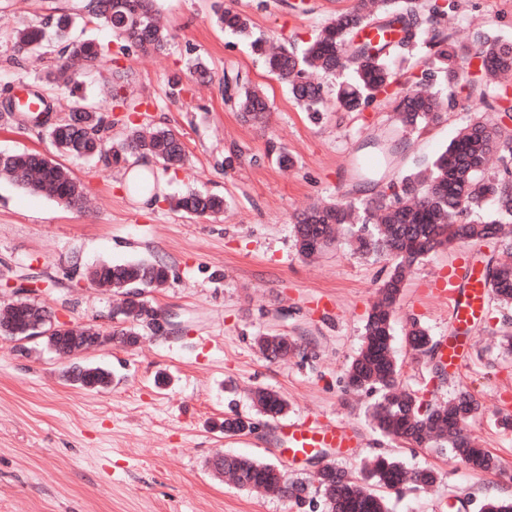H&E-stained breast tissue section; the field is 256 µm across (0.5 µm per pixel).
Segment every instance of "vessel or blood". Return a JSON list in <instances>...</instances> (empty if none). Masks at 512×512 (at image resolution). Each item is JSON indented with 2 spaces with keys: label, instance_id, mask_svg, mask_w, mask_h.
I'll use <instances>...</instances> for the list:
<instances>
[{
  "label": "vessel or blood",
  "instance_id": "1",
  "mask_svg": "<svg viewBox=\"0 0 512 512\" xmlns=\"http://www.w3.org/2000/svg\"><path fill=\"white\" fill-rule=\"evenodd\" d=\"M434 290L450 301L452 318L460 330L458 336L439 342L440 358L448 366L462 367L490 289L480 271L464 263L450 268L447 276L435 284ZM277 439L293 457L302 459L316 457L325 448H350L355 444L354 434L344 424L323 425L302 417L280 424Z\"/></svg>",
  "mask_w": 512,
  "mask_h": 512
}]
</instances>
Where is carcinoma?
Instances as JSON below:
<instances>
[{
  "mask_svg": "<svg viewBox=\"0 0 512 512\" xmlns=\"http://www.w3.org/2000/svg\"><path fill=\"white\" fill-rule=\"evenodd\" d=\"M447 10L437 0H355L352 8L325 22L317 36L297 51L280 47L269 53L266 40L251 41L253 51L264 56L269 72L288 87L292 98L308 112L325 108L324 88L311 80L316 72L336 80L334 104L346 112H363L385 104L399 116L401 125L419 134L439 124L446 112L457 107V92L466 63L476 58L482 75L469 86L468 96L481 101L493 112L505 89L495 79L512 74V44L478 32L473 42L464 43L443 23ZM156 0H84L78 11L58 10L42 27L13 30L14 46L23 55L45 44L57 48L59 65L38 80L42 89L59 84L67 69L78 64L86 71L103 65L97 45L81 37L90 23L105 25L124 43L143 54H161L169 35L156 21ZM217 23L227 32L248 36L251 18L232 7L217 13ZM375 27L395 29L402 36L395 42L381 40L374 45L354 39L359 31ZM421 56L423 69L411 87L381 99L380 91L398 84L397 71ZM224 102L233 106L246 121H259L270 108L264 93L240 83L224 81ZM48 137L61 154L96 158L106 167H119L137 155L151 157L164 167L181 165L185 146L172 130L162 127H132L121 143H112V122L105 110L72 100L64 117L51 116L45 126ZM498 154L499 170L486 173L487 157ZM0 175L25 189L68 207L84 205L82 186L55 160L37 152H14L0 158ZM174 210L190 216H207L224 211V198L191 191L170 198ZM512 223V136L488 120L465 123L448 146L429 164L399 173L373 197L313 206L296 217V239L306 242L303 256H311L331 244L336 232L346 228L356 249L364 255H387L394 266L379 289V298L368 314L362 346L348 363L346 378L355 390L376 392L371 419L374 427L392 440L423 446L430 442L448 449L466 467L483 471L497 468L494 459L464 435V429L478 402L469 392L459 391L444 404L429 402L419 412L420 399L402 387L393 355L392 316L401 295L406 273L424 255L460 242H480L494 237L499 226ZM100 288L115 287L121 293L146 291L168 283V266L160 261L139 260L101 263L90 272ZM492 292L502 301L512 300V267L492 266L485 270ZM159 309L147 298L119 300L112 308L110 340L134 346L141 332L153 329ZM54 314L48 306L31 300H17L0 310V333L24 330L42 322V330L53 329L38 343L67 357L73 348L89 346L100 338L94 327L70 326L64 322L51 327ZM259 336L256 343L269 358L285 357L300 349L290 338ZM408 343L417 351L433 348L427 329L411 325ZM65 375L80 386L102 390L112 384V374L100 367L66 370ZM256 402L268 418L285 413L286 403L274 391L263 389ZM214 469H228L238 475L242 489H277L298 505L307 501L308 485L302 478L288 480L283 469L245 455H227L212 462ZM321 492L323 512H387L382 495L409 482L416 487L431 486L437 473L431 468L404 469L395 457H378L366 463L358 476L350 477L337 467L315 477ZM481 512H512V499L485 498Z\"/></svg>",
  "mask_w": 512,
  "mask_h": 512,
  "instance_id": "obj_1",
  "label": "carcinoma"
}]
</instances>
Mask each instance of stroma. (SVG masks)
Segmentation results:
<instances>
[{"instance_id":"obj_1","label":"stroma","mask_w":512,"mask_h":512,"mask_svg":"<svg viewBox=\"0 0 512 512\" xmlns=\"http://www.w3.org/2000/svg\"><path fill=\"white\" fill-rule=\"evenodd\" d=\"M74 0H0V22L41 25L55 8ZM353 0H157L170 33L165 53L120 54L111 30L89 26L86 35L104 44L100 70L77 72L71 85L53 87L57 113L73 95L109 102L113 141L130 123L173 129L185 145L183 167H155L157 200L127 191L125 169H107L72 156L60 162L85 187L91 204L78 211L0 179V307L18 299L19 287L51 307L63 322L112 333L113 291L98 288L87 271L103 262L160 260L168 264L165 287L147 296L168 320L165 332H145L132 347L108 342L67 360L41 345L21 351L0 336V512H309L293 501L225 483L211 466L219 454L246 455L272 463L289 477L313 475L316 464L289 458L276 440L277 420L263 417L254 390L276 391L287 416L322 424L343 422L357 432L355 448L329 454L341 469L356 472L364 458L397 456L407 469L430 467L438 482L427 489L406 484L387 495L389 512H455L468 503L479 512L488 496L512 498V304L490 299L474 330L464 366L435 378V359L413 350L405 332L419 321L433 340L455 335L445 301L431 285L460 259L511 261L504 242L455 243L422 258L408 275L393 316V350L399 380L409 390H428L447 400L467 388L479 409L466 433L498 462L499 473L473 472L448 450L383 438L367 419L372 395L350 388L344 376L358 352L368 312L391 262L357 252L338 236L322 253L303 257L295 217L319 203L375 194L358 183L354 160L375 156L371 143L396 146L388 176L422 166L444 150L458 127L484 113L475 99L461 100L426 133L403 131L391 108L362 112L328 108L308 112L266 70L249 40L214 23L218 7L248 13L255 35L303 47L318 28L350 8ZM448 22L459 39L486 31L512 42V0H445ZM10 41L0 36V101L33 85L52 66L30 54L12 64ZM201 57L207 78L189 72ZM240 73L270 100L264 123L244 122L224 102V77ZM179 75L181 95L167 79ZM120 91L123 100L111 99ZM294 159L276 162L277 150ZM37 151L57 157L42 129L0 121V152ZM189 189L224 198V211L190 217L167 199ZM261 334L299 340V353L266 359L254 343ZM112 372V385L91 391L64 376L68 362ZM258 422L256 431L228 439L224 420Z\"/></svg>"}]
</instances>
